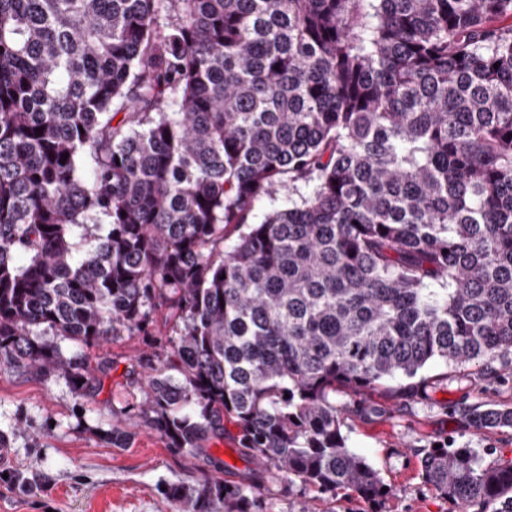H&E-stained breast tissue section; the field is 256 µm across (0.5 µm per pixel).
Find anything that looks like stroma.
I'll return each mask as SVG.
<instances>
[{
    "instance_id": "35a3bbf8",
    "label": "stroma",
    "mask_w": 512,
    "mask_h": 512,
    "mask_svg": "<svg viewBox=\"0 0 512 512\" xmlns=\"http://www.w3.org/2000/svg\"><path fill=\"white\" fill-rule=\"evenodd\" d=\"M144 348L142 337L122 336L86 352L113 360L103 391L93 396L75 395L61 378L0 371V429L11 441L10 458L0 462V512H179L169 488L190 495L213 474L237 481L235 469L215 472L203 458L166 448L149 432L128 448L105 442L112 424L142 400L127 368ZM497 369L498 379L489 382L474 365L455 372L434 364L413 397L398 398L388 385L366 391L380 414L346 415L342 433L389 493L371 505L349 490L332 499L313 492L307 496L314 512H458L423 483L416 452L445 443L476 448L491 462L512 459V429L476 433L464 419L480 401L512 407V363Z\"/></svg>"
}]
</instances>
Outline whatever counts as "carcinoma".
Listing matches in <instances>:
<instances>
[{
    "mask_svg": "<svg viewBox=\"0 0 512 512\" xmlns=\"http://www.w3.org/2000/svg\"><path fill=\"white\" fill-rule=\"evenodd\" d=\"M52 336L146 338L128 422L167 448L236 426L259 471L183 512H260L267 473L378 503L341 431L371 407L330 392L512 358V0H0V369L102 392L112 360ZM420 476L512 512V460L424 448ZM289 196L296 197L288 192V185H286L280 188L272 199H265L258 203L252 213V222H260L271 211L288 207Z\"/></svg>",
    "mask_w": 512,
    "mask_h": 512,
    "instance_id": "carcinoma-1",
    "label": "carcinoma"
}]
</instances>
